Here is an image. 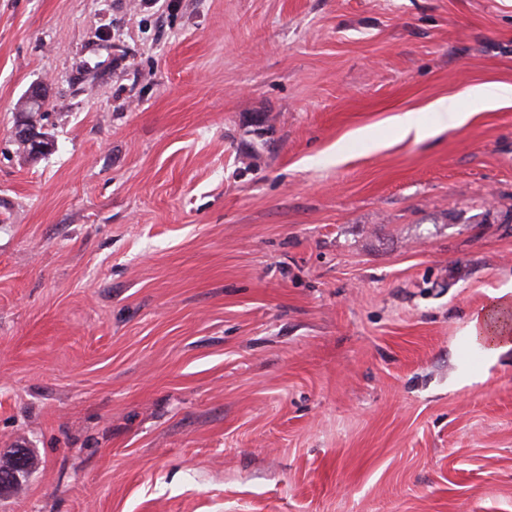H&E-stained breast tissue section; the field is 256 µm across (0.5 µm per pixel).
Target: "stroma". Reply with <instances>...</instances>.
Here are the masks:
<instances>
[{
  "label": "stroma",
  "instance_id": "stroma-1",
  "mask_svg": "<svg viewBox=\"0 0 512 512\" xmlns=\"http://www.w3.org/2000/svg\"><path fill=\"white\" fill-rule=\"evenodd\" d=\"M486 83L512 0H0V512H512ZM430 110L438 116L436 126L431 128L418 119L414 118L413 113L407 112L396 118V131L400 138L404 139L413 134L416 141L424 140L434 133L438 127H448V125H457L462 120V113L457 110L453 98H441L430 105ZM491 297L468 325L469 336L489 357L512 348V282L499 288Z\"/></svg>",
  "mask_w": 512,
  "mask_h": 512
}]
</instances>
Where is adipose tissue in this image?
<instances>
[{"label":"adipose tissue","instance_id":"obj_1","mask_svg":"<svg viewBox=\"0 0 512 512\" xmlns=\"http://www.w3.org/2000/svg\"><path fill=\"white\" fill-rule=\"evenodd\" d=\"M431 109L438 116L432 127L420 122L409 112L397 117L395 127L400 138L411 136L421 141L432 136L435 127L444 128L462 120L454 99H439L432 104ZM468 333L488 356L493 357L512 348V282L493 293L487 306L473 315Z\"/></svg>","mask_w":512,"mask_h":512}]
</instances>
